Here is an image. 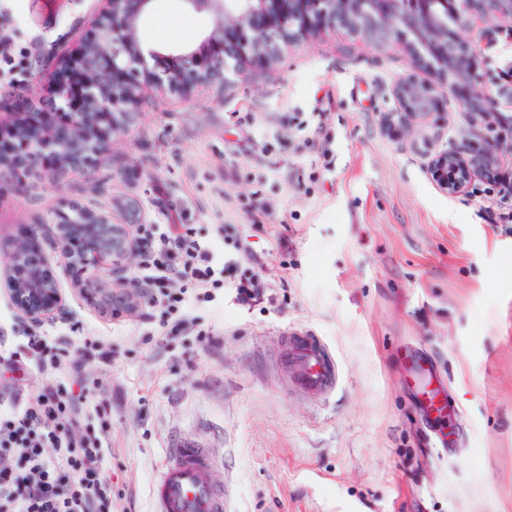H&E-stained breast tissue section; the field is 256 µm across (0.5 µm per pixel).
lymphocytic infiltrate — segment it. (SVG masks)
I'll return each instance as SVG.
<instances>
[{
  "instance_id": "obj_1",
  "label": "lymphocytic infiltrate",
  "mask_w": 512,
  "mask_h": 512,
  "mask_svg": "<svg viewBox=\"0 0 512 512\" xmlns=\"http://www.w3.org/2000/svg\"><path fill=\"white\" fill-rule=\"evenodd\" d=\"M0 42L7 45L0 52V83L21 84L34 46L14 42L5 30ZM139 230L151 242L139 269L144 299L159 311L154 318L159 330L183 331L189 325L185 309L223 287L228 267L192 225L143 224ZM174 280L180 281L179 290H171ZM96 394L93 387L74 391L59 382L47 386L35 403L0 409V454L15 459L0 468V512H115L117 499L102 476L107 423L85 420Z\"/></svg>"
}]
</instances>
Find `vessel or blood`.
Listing matches in <instances>:
<instances>
[{
	"mask_svg": "<svg viewBox=\"0 0 512 512\" xmlns=\"http://www.w3.org/2000/svg\"><path fill=\"white\" fill-rule=\"evenodd\" d=\"M279 357L288 373V387L311 394H333L342 371L333 351L322 337L292 328L278 338ZM411 370L425 398L427 412L444 414L431 387L425 362L413 360ZM213 460L207 449L189 438L168 449L166 461L152 484L154 512H224L226 494L214 485Z\"/></svg>",
	"mask_w": 512,
	"mask_h": 512,
	"instance_id": "vessel-or-blood-1",
	"label": "vessel or blood"
}]
</instances>
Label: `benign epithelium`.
<instances>
[{"label": "benign epithelium", "instance_id": "benign-epithelium-1", "mask_svg": "<svg viewBox=\"0 0 512 512\" xmlns=\"http://www.w3.org/2000/svg\"><path fill=\"white\" fill-rule=\"evenodd\" d=\"M213 16V27L198 41L179 47L146 48L139 24L153 0H103L96 32L70 61L83 77L84 102L66 126L50 127L51 111L69 102V89L56 82L33 101L31 111L0 113V184L43 166L47 156L55 166L53 179L73 170H87L94 157L107 150L112 137L136 118L147 88L189 94L208 84H222L227 74L246 77L275 60L281 44L326 27L342 28L384 46L409 50L448 88L466 95L479 140L456 150L426 154V171L448 195L463 194L479 178L501 177L503 153L512 144L494 131L512 126V70L503 72L507 85L498 95L481 91L475 55L462 51L461 30L492 21L512 20V0H417L410 7L399 0H185ZM398 111L383 114L385 129L404 134L428 123L437 100L436 88L405 77L397 81ZM75 224H56L55 238L64 249L68 269L81 293L104 317L129 314L138 295L122 278L137 252L132 225L116 224L104 214L71 205ZM40 225L29 224L17 240L0 245L5 266L0 276L13 305L29 321L54 318L62 309L61 289L49 269L37 237ZM85 247L73 251L72 238ZM111 271L117 285L105 287L98 277Z\"/></svg>", "mask_w": 512, "mask_h": 512}]
</instances>
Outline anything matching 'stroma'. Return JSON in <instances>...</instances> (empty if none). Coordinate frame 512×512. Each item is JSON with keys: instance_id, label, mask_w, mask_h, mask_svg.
<instances>
[{"instance_id": "obj_1", "label": "stroma", "mask_w": 512, "mask_h": 512, "mask_svg": "<svg viewBox=\"0 0 512 512\" xmlns=\"http://www.w3.org/2000/svg\"><path fill=\"white\" fill-rule=\"evenodd\" d=\"M99 0H0V30L36 41L30 88L51 84L94 28ZM213 17L186 0H154L141 21L150 45L198 40ZM492 87L512 63L463 30ZM434 75L395 45L342 29L293 39L247 79L188 95L146 90L135 122L89 171L24 176L0 189V240L41 224L40 244L64 298L43 322L78 362L110 425L103 474L119 512H151L167 448H209L232 512H512V193L476 181L437 189L425 150L475 142L462 100L439 90L424 127L388 134L396 82ZM118 224H191L272 301L240 304L231 287L195 304L189 327L158 341L147 307L101 317L79 292L53 237L70 204ZM0 286V348L27 359L0 374V400L27 404L46 376L28 360L35 328ZM290 327L322 336L343 379L330 398L288 391L275 361ZM112 350L103 361L91 348ZM435 370L460 414L427 415L410 356Z\"/></svg>"}]
</instances>
